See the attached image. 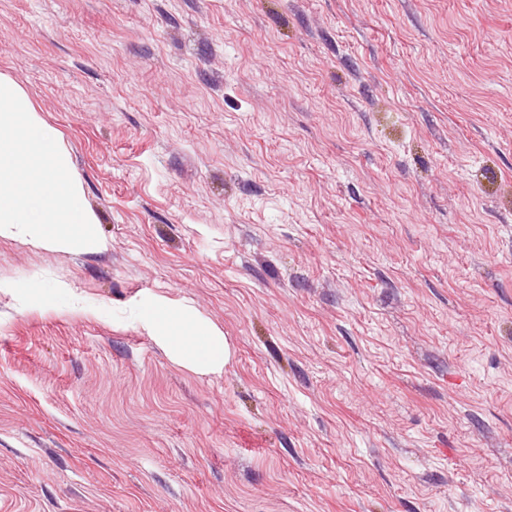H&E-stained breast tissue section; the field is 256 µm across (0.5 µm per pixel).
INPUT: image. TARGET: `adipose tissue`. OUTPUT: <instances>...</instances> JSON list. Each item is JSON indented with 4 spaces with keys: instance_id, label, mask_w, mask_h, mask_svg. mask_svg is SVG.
Listing matches in <instances>:
<instances>
[{
    "instance_id": "ef3b65f1",
    "label": "adipose tissue",
    "mask_w": 512,
    "mask_h": 512,
    "mask_svg": "<svg viewBox=\"0 0 512 512\" xmlns=\"http://www.w3.org/2000/svg\"><path fill=\"white\" fill-rule=\"evenodd\" d=\"M138 326L177 365L198 374L222 372L231 357L223 329L192 304L163 295L132 299Z\"/></svg>"
}]
</instances>
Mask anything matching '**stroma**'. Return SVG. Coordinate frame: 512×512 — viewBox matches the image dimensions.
<instances>
[{"label":"stroma","mask_w":512,"mask_h":512,"mask_svg":"<svg viewBox=\"0 0 512 512\" xmlns=\"http://www.w3.org/2000/svg\"><path fill=\"white\" fill-rule=\"evenodd\" d=\"M0 75L105 243L0 236L100 309L0 295V512H512V0H0ZM129 307L141 330L172 362L203 375L224 370L232 353L229 341L192 304L154 294L133 298Z\"/></svg>","instance_id":"1"}]
</instances>
